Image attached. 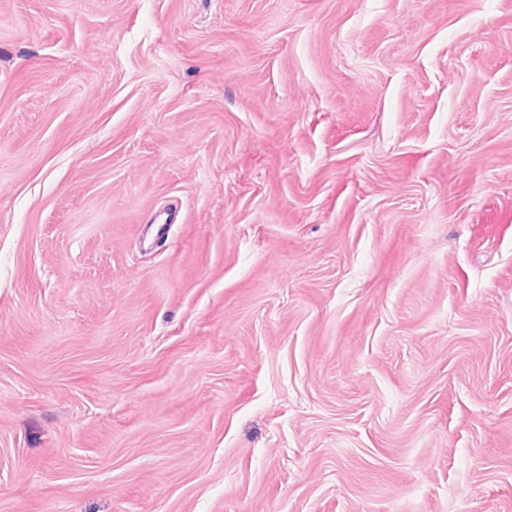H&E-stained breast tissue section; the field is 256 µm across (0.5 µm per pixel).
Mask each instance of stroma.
<instances>
[{
    "label": "stroma",
    "instance_id": "1",
    "mask_svg": "<svg viewBox=\"0 0 512 512\" xmlns=\"http://www.w3.org/2000/svg\"><path fill=\"white\" fill-rule=\"evenodd\" d=\"M0 512H512V0H0Z\"/></svg>",
    "mask_w": 512,
    "mask_h": 512
}]
</instances>
